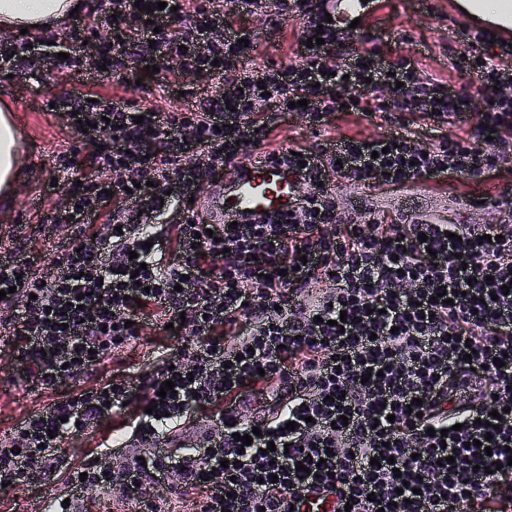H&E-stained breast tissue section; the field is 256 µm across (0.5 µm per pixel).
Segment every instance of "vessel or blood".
<instances>
[{
	"instance_id": "b4317fda",
	"label": "vessel or blood",
	"mask_w": 512,
	"mask_h": 512,
	"mask_svg": "<svg viewBox=\"0 0 512 512\" xmlns=\"http://www.w3.org/2000/svg\"><path fill=\"white\" fill-rule=\"evenodd\" d=\"M295 176L253 148L243 168L229 181L217 180L197 201L208 223L244 224L264 217L281 219L295 205Z\"/></svg>"
}]
</instances>
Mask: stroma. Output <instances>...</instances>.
Here are the masks:
<instances>
[{"label":"stroma","mask_w":512,"mask_h":512,"mask_svg":"<svg viewBox=\"0 0 512 512\" xmlns=\"http://www.w3.org/2000/svg\"><path fill=\"white\" fill-rule=\"evenodd\" d=\"M432 12L421 11L419 0H381L372 14L370 23L384 39V48H399L400 51L422 57L424 70L437 78L448 81L454 88H466L477 92L479 81L475 75L460 73L451 66V57L456 44L448 38V32L461 27L476 31L481 22L469 18L462 12H449L448 0H429ZM71 19H64L50 26L31 29L26 38L31 43L41 44L46 60L40 63L39 77L27 73L7 74L0 69V105L8 106L17 132L20 171L15 191L8 197H0V244L9 243L12 236H21L26 251L35 258L46 256L49 244L44 236L42 224L48 208L62 207L64 190L53 189L54 155L67 148L74 140L60 115L48 110H30L35 89L63 95L74 90H89L105 100H121L132 104L160 110L174 108L175 102L162 91L163 86L173 80L172 64L161 61L157 70L137 69L135 76L112 73L81 62L78 72L67 83L58 78L57 53L63 52L73 42ZM303 28L300 20L287 21L279 37L263 42L255 59L257 65L286 64L294 59L295 43ZM378 128L358 114L329 117L326 126L320 129L307 127L304 122L286 117L272 135L276 146L316 147L330 138L343 135L368 137L377 134ZM512 182V160L502 161L501 174L482 182L459 178L442 184L417 182L401 189L375 190L355 186L340 179L331 189L341 208H349L359 201H370L384 210L387 218L397 215V203L401 197L420 198L428 207L451 224H491L501 221L500 212L492 208H473L469 202L475 198L498 195L503 186ZM41 195L42 208L32 209L27 205L29 197ZM176 331L158 326L148 329L142 342L133 344L121 356L107 360L102 372L123 367L137 376L149 371L147 350L162 351L176 345ZM11 351L0 346V440L7 438L17 422L27 413L39 410L52 402L56 391L37 387H24L18 374L9 367ZM134 414L133 409L114 415L112 419L85 432L69 436L61 445V451L70 462L79 464L98 457L100 465L121 464V457L106 454L103 443L111 438L113 431L122 429ZM66 478L55 475L53 480L31 477L19 489L0 490V512H24L29 504L48 507L53 498L65 495Z\"/></svg>","instance_id":"obj_1"}]
</instances>
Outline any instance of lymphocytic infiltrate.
Returning <instances> with one entry per match:
<instances>
[{"instance_id": "obj_1", "label": "lymphocytic infiltrate", "mask_w": 512, "mask_h": 512, "mask_svg": "<svg viewBox=\"0 0 512 512\" xmlns=\"http://www.w3.org/2000/svg\"><path fill=\"white\" fill-rule=\"evenodd\" d=\"M159 1L90 0L89 14L106 15L98 57L115 71L167 58L209 85L167 84L181 100L168 111L86 92L56 101L77 135L55 157L68 202L46 218L58 239L46 264L0 249L12 307L0 343L28 383L60 389L154 322L186 339L135 380L113 373L27 415L0 441V484L61 467L72 499L116 490L129 512H163L160 489L192 487L204 491L195 512H311L330 497L335 512H512V228L388 222L364 202L339 210L330 189L338 177L388 189L498 172L512 152V44L461 32L452 66L476 75L479 108L424 76L416 56L383 52L368 21L328 20L325 0ZM254 14L272 36L303 20L295 61L253 67L260 38L237 20ZM344 110L379 118L383 132L266 147L286 115L316 128ZM252 147L295 174L296 208L207 228L190 196ZM81 161L88 174L71 180ZM100 219L104 239L91 232ZM168 380L173 393L159 397ZM128 403L131 432L112 437L123 464L66 463V436ZM204 405L219 411L177 454L173 432ZM303 459L309 472L296 468Z\"/></svg>"}]
</instances>
